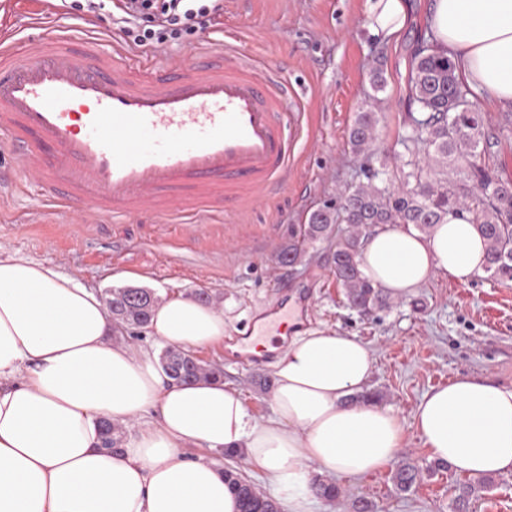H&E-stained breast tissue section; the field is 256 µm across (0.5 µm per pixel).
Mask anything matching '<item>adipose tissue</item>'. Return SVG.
<instances>
[{"label": "adipose tissue", "mask_w": 512, "mask_h": 512, "mask_svg": "<svg viewBox=\"0 0 512 512\" xmlns=\"http://www.w3.org/2000/svg\"><path fill=\"white\" fill-rule=\"evenodd\" d=\"M409 0H365L369 34L399 38ZM424 26L458 80L512 107V0H426ZM484 241L469 216L448 215L427 235L375 229L361 268L403 296L441 272L482 273ZM148 331L160 345L224 341V311L190 296L162 300ZM95 293L55 268L0 256V512H240L219 453H239L286 512H312L314 476L364 477L387 467L415 435L460 473L512 472V388L459 376L419 400L411 424L357 402L374 353L361 339L311 330L274 363L272 414H251L223 381L180 383L155 350L111 339ZM135 423L121 448L102 444L103 421ZM202 449L191 458L187 449Z\"/></svg>", "instance_id": "1"}]
</instances>
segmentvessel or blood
Masks as SVG:
<instances>
[{
    "mask_svg": "<svg viewBox=\"0 0 512 512\" xmlns=\"http://www.w3.org/2000/svg\"><path fill=\"white\" fill-rule=\"evenodd\" d=\"M289 98L277 73L207 39L187 64L64 28H42L33 43L0 36L8 177L39 186L85 224L239 213L269 201L295 158ZM309 306L275 274L270 299L225 336V357L262 373L275 353H252L250 337L291 310L294 331L304 330Z\"/></svg>",
    "mask_w": 512,
    "mask_h": 512,
    "instance_id": "b4317fda",
    "label": "vessel or blood"
}]
</instances>
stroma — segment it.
I'll list each match as a JSON object with an SVG mask.
<instances>
[{"instance_id": "1", "label": "stroma", "mask_w": 512, "mask_h": 512, "mask_svg": "<svg viewBox=\"0 0 512 512\" xmlns=\"http://www.w3.org/2000/svg\"><path fill=\"white\" fill-rule=\"evenodd\" d=\"M364 0H238L223 19L206 22L200 35L168 46L188 58L201 37L236 47L263 60L287 81L295 96L290 109L300 116L295 160L273 200L247 209L226 223L161 224L149 215L95 224L72 223V215L48 205L40 190L20 183L0 190V254L54 267L98 293L123 286L147 288L159 297L209 294L224 309L226 328L245 323L270 294L269 280L288 227L335 202L346 187L364 181L368 168L386 167L391 183L401 171L393 164L409 112L411 54L423 34L408 23L399 38L382 43L366 30ZM121 12L108 0L98 16L80 18L53 7V24L119 33ZM383 64L387 86L373 93L369 72ZM486 118L481 160L502 178L512 177V107H495L475 95ZM377 114L371 155L352 151L349 134L357 113ZM288 274L312 292L311 327L359 337L374 350V370L366 387L379 405L411 419L421 396L452 378L470 376L512 387V281L479 275L462 283L443 274L430 277L389 308L365 314L351 307L333 275L328 244L309 249ZM203 362L221 365L224 381L242 396L249 411L271 413V394L254 375L225 361L222 346L198 348ZM427 467L409 492L398 491L391 468L342 478L333 501L316 498L315 512H353L362 497L373 512H453L458 484L465 480L438 465L417 437L397 456Z\"/></svg>"}]
</instances>
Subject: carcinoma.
<instances>
[{"instance_id":"cac0c4a2","label":"carcinoma","mask_w":512,"mask_h":512,"mask_svg":"<svg viewBox=\"0 0 512 512\" xmlns=\"http://www.w3.org/2000/svg\"><path fill=\"white\" fill-rule=\"evenodd\" d=\"M409 85L417 109L410 114L402 138L407 160L400 184L386 185L383 168L368 170V182L346 188L336 205L311 213L305 224L288 225V242L277 255L278 262L294 264L316 243L334 245L336 281L345 288L349 304L364 313L388 306L384 290L365 276L360 260L365 237L388 224L411 225L429 234L448 214L467 213L485 242L487 278L512 281V181L499 178L480 162L484 123L472 108L471 88L458 81L452 60L426 39L413 52ZM376 124V113H358L349 135L355 152L370 149ZM426 151L451 165L457 178L433 181L420 161ZM157 302L158 297L145 288L121 287L109 292L106 308L123 331L147 326ZM160 360L166 374L177 382L224 377L220 367L200 361L189 351L166 348ZM224 475L241 512H281L279 503L247 478L233 470ZM423 476L421 467L405 462L392 479L407 492ZM489 482L482 477L459 485L457 512H469L476 491Z\"/></svg>"}]
</instances>
